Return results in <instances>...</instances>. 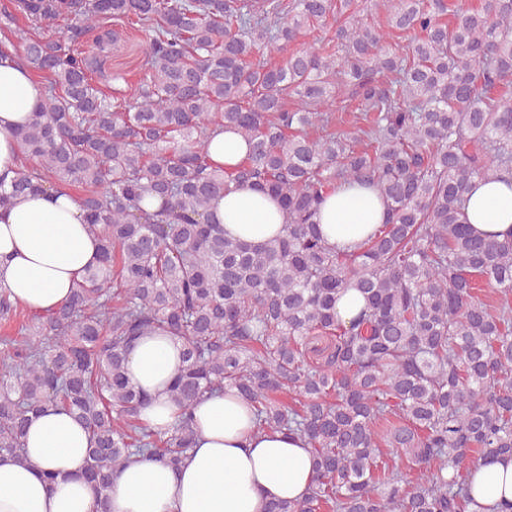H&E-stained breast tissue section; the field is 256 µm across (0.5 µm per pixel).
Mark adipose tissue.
<instances>
[{"instance_id":"adipose-tissue-1","label":"adipose tissue","mask_w":512,"mask_h":512,"mask_svg":"<svg viewBox=\"0 0 512 512\" xmlns=\"http://www.w3.org/2000/svg\"><path fill=\"white\" fill-rule=\"evenodd\" d=\"M42 89L30 71L0 60V175L18 166V132L37 107ZM212 162L232 166L247 154L238 133L214 129L206 141ZM464 219L481 236L512 234V186L479 181L465 196ZM211 222L227 236L263 241L284 222L279 202L251 185L211 200ZM384 219L374 189L342 184L332 189L318 222L326 242L341 251L360 247ZM99 244L86 213L67 189L54 188L0 207V285L22 307L47 312L64 304L74 280L96 266ZM182 365V347L169 336L142 337L130 349L128 377L147 396L140 418L150 430L171 431L180 411L169 387ZM197 436L178 467L136 458L112 477L110 512H264L272 500H300L314 470L305 439L262 431L252 408L233 393L217 394L194 409ZM26 461L0 455V512H96L97 493L82 477L87 430L63 410L51 408L30 424ZM59 473L47 485L43 470ZM473 495L490 507L512 500V460L480 468Z\"/></svg>"}]
</instances>
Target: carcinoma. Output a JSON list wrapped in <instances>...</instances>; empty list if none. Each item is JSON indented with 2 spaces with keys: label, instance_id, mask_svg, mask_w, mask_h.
<instances>
[{
  "label": "carcinoma",
  "instance_id": "carcinoma-1",
  "mask_svg": "<svg viewBox=\"0 0 512 512\" xmlns=\"http://www.w3.org/2000/svg\"><path fill=\"white\" fill-rule=\"evenodd\" d=\"M111 20L149 45L139 82L105 90ZM311 28L329 46L291 49ZM0 32V56L47 79L0 206L78 187L100 243L69 300L5 341L0 454L25 460L31 420L67 411L89 433L84 475L107 512L114 472L134 454L178 466L194 405L235 389L258 428L298 434L313 455L308 496L266 512H471L473 472L512 459V238L463 219L474 180L512 178V0H0ZM397 33L407 42L384 50ZM271 50L281 63L262 60ZM338 101L361 115L350 132L330 131ZM218 126L249 146L229 172L205 152ZM342 182L386 205L354 252L318 231ZM245 184L281 200L280 235L209 223L212 197ZM349 288L365 307L345 323ZM152 333L183 348L169 389L183 418L163 435L140 421L127 374ZM314 336L333 341L317 363ZM283 390L288 403L273 399Z\"/></svg>",
  "mask_w": 512,
  "mask_h": 512
}]
</instances>
